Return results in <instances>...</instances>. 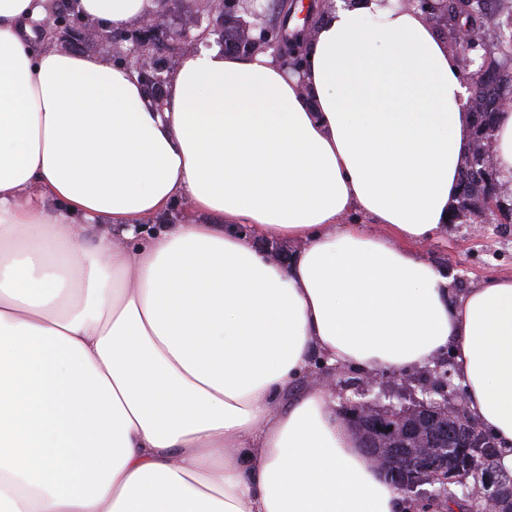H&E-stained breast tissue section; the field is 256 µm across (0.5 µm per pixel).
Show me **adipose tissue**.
Returning a JSON list of instances; mask_svg holds the SVG:
<instances>
[{
    "instance_id": "adipose-tissue-1",
    "label": "adipose tissue",
    "mask_w": 512,
    "mask_h": 512,
    "mask_svg": "<svg viewBox=\"0 0 512 512\" xmlns=\"http://www.w3.org/2000/svg\"><path fill=\"white\" fill-rule=\"evenodd\" d=\"M0 0V512H408L313 357L368 375L453 348L512 475V276L451 301L470 90L393 0H340L303 76L182 56L162 103ZM159 0H77L112 33ZM206 220L149 226L179 200ZM354 213L390 237L345 223ZM300 242L282 263L263 240Z\"/></svg>"
}]
</instances>
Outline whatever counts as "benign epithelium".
I'll use <instances>...</instances> for the list:
<instances>
[{
	"mask_svg": "<svg viewBox=\"0 0 512 512\" xmlns=\"http://www.w3.org/2000/svg\"><path fill=\"white\" fill-rule=\"evenodd\" d=\"M405 7H414L434 24L448 25V0H399ZM209 13L216 19L231 26L234 34L231 41L237 52L243 55H254L258 52H271L277 61L288 64L295 58L304 61L303 47L312 36V30L305 25L299 31L287 32L288 24L296 6V0H291L282 6L279 22L269 26L263 20L259 0H209ZM244 13L251 17L246 21L238 16ZM140 39L126 52L130 66L148 92L159 100L162 98L167 77L164 69L156 63L155 35L158 31H166L167 37L177 45L183 53L197 50L201 35L192 36L188 28L170 29L166 24L165 12H158L142 18ZM452 42L455 47L476 48L485 41L481 28H461L457 25L451 28ZM481 157L478 163L484 165L482 173L485 179L493 181L496 178L494 162L493 139L483 140L479 145ZM465 403L464 395L455 396V407L460 413L456 419L448 423V435L435 434V447L429 450L430 457L422 458L409 456L406 465L408 477L403 480V489L415 497H422L427 491L422 489L425 484L438 483L442 488L457 485L464 481L463 470L457 463L458 452L463 448H471L485 456L492 454L493 449L483 446L484 436L461 413ZM421 410L425 418L416 421L412 409L402 407L394 409L396 419L403 422L402 434L409 437L420 433L425 422L434 419L438 413V403L421 401ZM345 413L354 417L362 425L370 426L374 422L373 406L370 402L354 401L344 403ZM482 484L491 503L496 505L495 512H512V477L499 473L493 466L486 465L482 474Z\"/></svg>",
	"mask_w": 512,
	"mask_h": 512,
	"instance_id": "benign-epithelium-1",
	"label": "benign epithelium"
}]
</instances>
